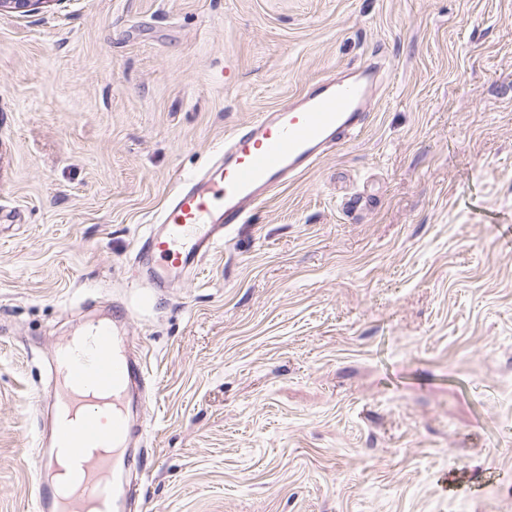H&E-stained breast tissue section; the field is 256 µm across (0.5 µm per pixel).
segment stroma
<instances>
[{
    "instance_id": "1",
    "label": "stroma",
    "mask_w": 512,
    "mask_h": 512,
    "mask_svg": "<svg viewBox=\"0 0 512 512\" xmlns=\"http://www.w3.org/2000/svg\"><path fill=\"white\" fill-rule=\"evenodd\" d=\"M369 61L352 141L133 278L226 134ZM115 302L154 376L133 512H512V0L0 12V512H32L55 347Z\"/></svg>"
}]
</instances>
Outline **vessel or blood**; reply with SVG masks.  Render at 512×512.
<instances>
[{"label": "vessel or blood", "instance_id": "1", "mask_svg": "<svg viewBox=\"0 0 512 512\" xmlns=\"http://www.w3.org/2000/svg\"><path fill=\"white\" fill-rule=\"evenodd\" d=\"M378 72L377 66L366 65L351 77L320 80L302 98L237 128L204 171L181 179L159 227L141 246L153 284L159 287L196 271L237 225L249 222L270 191L312 168L360 130ZM127 317L123 305L113 304L111 320L95 322L54 354L52 401L69 415L56 427L54 447L39 455L35 512L124 508L115 465L134 432L126 396L149 376L137 344L121 338Z\"/></svg>", "mask_w": 512, "mask_h": 512}]
</instances>
